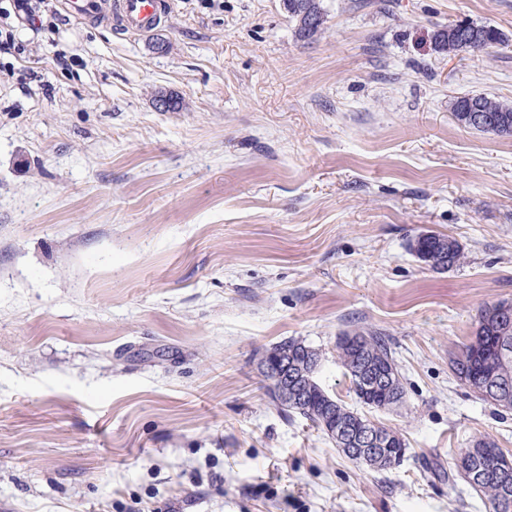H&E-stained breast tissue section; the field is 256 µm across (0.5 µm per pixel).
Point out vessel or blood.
<instances>
[{"mask_svg": "<svg viewBox=\"0 0 512 512\" xmlns=\"http://www.w3.org/2000/svg\"><path fill=\"white\" fill-rule=\"evenodd\" d=\"M66 14L76 19L98 18L125 33L153 31L171 11V0H63Z\"/></svg>", "mask_w": 512, "mask_h": 512, "instance_id": "b4317fda", "label": "vessel or blood"}]
</instances>
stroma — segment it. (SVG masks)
Segmentation results:
<instances>
[{
    "mask_svg": "<svg viewBox=\"0 0 512 512\" xmlns=\"http://www.w3.org/2000/svg\"><path fill=\"white\" fill-rule=\"evenodd\" d=\"M323 5L308 42L282 0H172L136 38L60 10L43 84L0 83V512H488L441 472L480 436L512 455V410L450 366L512 301V137L452 105L512 103V0ZM458 22L508 40L435 52ZM425 232L460 265L419 262ZM367 329L406 389L367 412L410 448L382 473L282 417L258 369L303 340L357 408L336 338ZM410 248L420 262L435 270H451L461 263L462 252L458 242L446 234H420Z\"/></svg>",
    "mask_w": 512,
    "mask_h": 512,
    "instance_id": "stroma-1",
    "label": "stroma"
}]
</instances>
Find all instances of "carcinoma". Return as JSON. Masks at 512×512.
Masks as SVG:
<instances>
[{
	"mask_svg": "<svg viewBox=\"0 0 512 512\" xmlns=\"http://www.w3.org/2000/svg\"><path fill=\"white\" fill-rule=\"evenodd\" d=\"M288 19L293 23L294 33L298 40L309 41L324 28L327 14L322 0H282ZM436 48L450 54L460 52L482 51L493 45L503 43L501 32L491 26L467 22L465 24H448L434 32ZM456 120L465 128L482 133L501 136H512V105L482 95H465L453 103ZM478 115L481 121H472ZM411 251L423 264L435 270H451L461 263L462 252L458 242L446 235L425 233L418 235L410 244ZM507 301L501 300L483 307L477 317L475 330L468 343L452 360L453 373L462 385L475 393L481 400L498 408L512 410V321L500 318L498 310ZM344 336L353 337L357 345L349 344L336 338V358L345 369L351 381V388L357 400L370 409L391 410L405 404L406 389L403 377L393 352L385 338L376 331L345 332ZM288 355V362L303 365L307 359L320 356V352L303 341L289 338L271 349L264 355ZM368 361L375 365H384L392 372L389 383L375 394L374 402L363 399L359 386V373L362 362ZM489 367L506 388L494 392L484 382L472 376L475 368ZM332 408V422L336 429L353 428L362 430L363 424L371 423L364 414L354 411L333 398L322 386L313 387L307 398L299 405H284L279 400L274 403L281 414L290 418L298 415L308 421L317 430H324V403ZM381 443L388 448H407L403 435L391 428L380 425L377 427ZM496 447V443L487 438L479 437L471 445L461 450L454 463L448 469V480L461 477L488 504L489 512H502L503 500L512 499V475L502 476L495 467L493 460L486 455V449ZM367 467L376 471H389L399 463L394 458L380 451L368 452Z\"/></svg>",
	"mask_w": 512,
	"mask_h": 512,
	"instance_id": "carcinoma-1",
	"label": "carcinoma"
}]
</instances>
